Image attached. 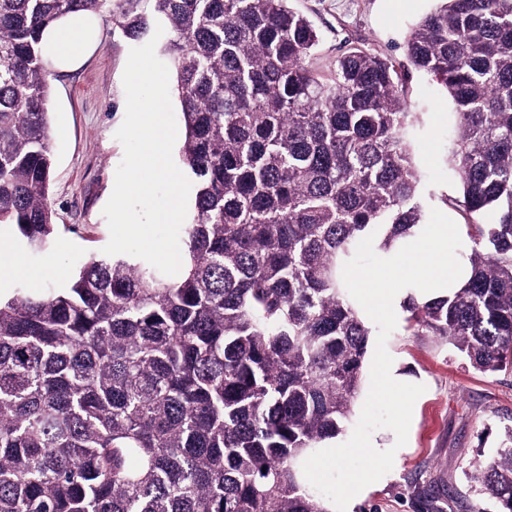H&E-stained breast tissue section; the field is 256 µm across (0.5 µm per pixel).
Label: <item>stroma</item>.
Listing matches in <instances>:
<instances>
[{"instance_id": "stroma-1", "label": "stroma", "mask_w": 512, "mask_h": 512, "mask_svg": "<svg viewBox=\"0 0 512 512\" xmlns=\"http://www.w3.org/2000/svg\"><path fill=\"white\" fill-rule=\"evenodd\" d=\"M289 5L317 29L314 62L323 69L348 41L403 58L409 29L434 0H290ZM90 29L81 60L53 61L48 76L56 243L39 256L19 254L16 268L0 278L4 296L21 282L64 285L110 238L103 209L124 156L115 133L125 117L123 73L135 42L105 17H93ZM411 90L418 111L431 115L420 158L428 189L437 196L455 192L457 179L431 164L446 140L450 101L419 74ZM386 349L397 374L425 391L414 404L406 445L396 447L391 430L373 432L377 450L394 449L393 468L384 481L356 495L348 512H497L470 475L495 457L500 433L512 425V372H479L445 339L414 331L402 319Z\"/></svg>"}]
</instances>
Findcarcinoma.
<instances>
[{"instance_id": "obj_1", "label": "carcinoma", "mask_w": 512, "mask_h": 512, "mask_svg": "<svg viewBox=\"0 0 512 512\" xmlns=\"http://www.w3.org/2000/svg\"><path fill=\"white\" fill-rule=\"evenodd\" d=\"M289 0H0V227L53 240L44 34L108 15L162 22L195 179L175 276L90 257L63 288L0 298V512H329L300 462L344 431L370 329L342 268L429 221L413 72L448 96L441 202L471 279L403 304L481 372L512 370V0H436L404 59L313 65ZM471 479L512 512V426Z\"/></svg>"}]
</instances>
